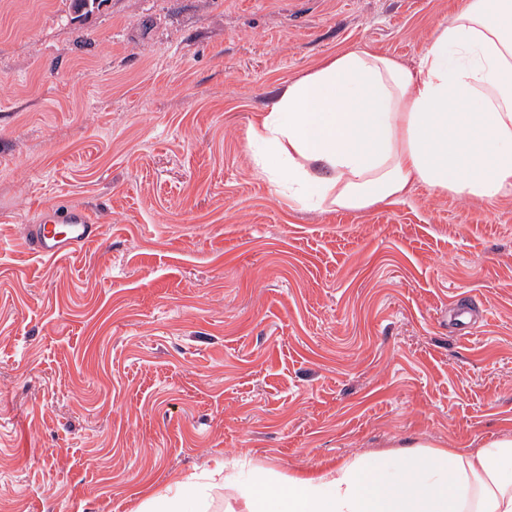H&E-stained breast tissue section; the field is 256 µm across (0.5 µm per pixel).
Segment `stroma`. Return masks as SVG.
Segmentation results:
<instances>
[{
	"instance_id": "1",
	"label": "stroma",
	"mask_w": 512,
	"mask_h": 512,
	"mask_svg": "<svg viewBox=\"0 0 512 512\" xmlns=\"http://www.w3.org/2000/svg\"><path fill=\"white\" fill-rule=\"evenodd\" d=\"M459 2L0 0V512L512 429V197L299 210L248 147L276 90L359 46L412 63ZM67 207L98 242L34 254ZM26 236L32 252L60 259L83 249L100 236L99 224L82 208L43 212L36 224H28Z\"/></svg>"
}]
</instances>
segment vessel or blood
Masks as SVG:
<instances>
[{"instance_id": "vessel-or-blood-1", "label": "vessel or blood", "mask_w": 512, "mask_h": 512, "mask_svg": "<svg viewBox=\"0 0 512 512\" xmlns=\"http://www.w3.org/2000/svg\"><path fill=\"white\" fill-rule=\"evenodd\" d=\"M26 236L32 252L44 258L60 259L97 241L100 230L93 215L85 209L49 210L27 226Z\"/></svg>"}]
</instances>
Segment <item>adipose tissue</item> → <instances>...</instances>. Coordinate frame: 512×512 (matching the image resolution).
<instances>
[{
    "label": "adipose tissue",
    "instance_id": "adipose-tissue-1",
    "mask_svg": "<svg viewBox=\"0 0 512 512\" xmlns=\"http://www.w3.org/2000/svg\"><path fill=\"white\" fill-rule=\"evenodd\" d=\"M252 138L256 175L306 209L363 212L418 186L512 197V0H463L410 65L365 46L324 59L273 95ZM242 498L245 512H512V431L260 476Z\"/></svg>",
    "mask_w": 512,
    "mask_h": 512
}]
</instances>
